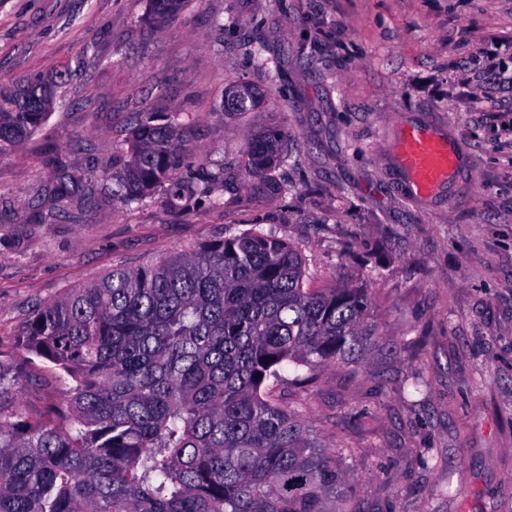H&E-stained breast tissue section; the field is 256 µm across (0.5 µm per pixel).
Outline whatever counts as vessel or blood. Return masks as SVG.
<instances>
[{
  "mask_svg": "<svg viewBox=\"0 0 512 512\" xmlns=\"http://www.w3.org/2000/svg\"><path fill=\"white\" fill-rule=\"evenodd\" d=\"M397 162L416 194L426 195L459 165L454 145L429 128L407 126L400 133Z\"/></svg>",
  "mask_w": 512,
  "mask_h": 512,
  "instance_id": "b4317fda",
  "label": "vessel or blood"
}]
</instances>
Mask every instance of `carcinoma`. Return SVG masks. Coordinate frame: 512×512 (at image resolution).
Wrapping results in <instances>:
<instances>
[{
    "mask_svg": "<svg viewBox=\"0 0 512 512\" xmlns=\"http://www.w3.org/2000/svg\"><path fill=\"white\" fill-rule=\"evenodd\" d=\"M190 0H148L166 28ZM60 76L0 86V157L47 121ZM287 133L267 126L244 173L272 177ZM112 195L160 193L173 208L223 201L232 177L201 170L185 124L137 121ZM54 203L80 181L58 164ZM301 250L254 230L137 267L115 266L37 306L0 349V512H344L348 448L322 444L298 409L271 398L286 366L315 375L377 346L367 289L308 288ZM58 370L61 403L36 416L19 402L18 355Z\"/></svg>",
    "mask_w": 512,
    "mask_h": 512,
    "instance_id": "obj_1",
    "label": "carcinoma"
}]
</instances>
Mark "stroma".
<instances>
[{
    "instance_id": "1",
    "label": "stroma",
    "mask_w": 512,
    "mask_h": 512,
    "mask_svg": "<svg viewBox=\"0 0 512 512\" xmlns=\"http://www.w3.org/2000/svg\"><path fill=\"white\" fill-rule=\"evenodd\" d=\"M147 0H0V84L65 73L46 124L0 157V345L38 305L117 265L261 229L305 254L313 288L368 290L386 342L318 371L284 368L276 394L314 434L353 451L345 512H512V82L479 64L512 38V0H192L166 29ZM226 23L216 33L214 20ZM287 74L273 87L258 44ZM97 62L78 67L86 48ZM270 87L258 111L224 112L225 90ZM144 114L192 126L196 163L236 172L218 207L111 195ZM288 132L273 195L240 175L260 128ZM431 127L461 168L414 193L395 145ZM86 183L38 222L54 161ZM23 403L63 386L27 365Z\"/></svg>"
}]
</instances>
